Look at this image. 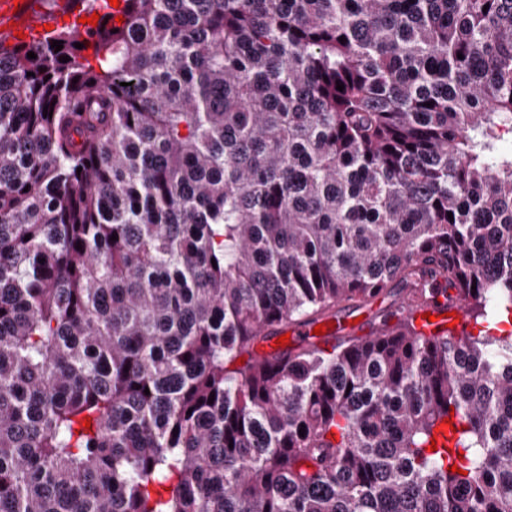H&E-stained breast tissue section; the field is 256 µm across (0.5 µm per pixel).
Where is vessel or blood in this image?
I'll return each instance as SVG.
<instances>
[{"mask_svg":"<svg viewBox=\"0 0 512 512\" xmlns=\"http://www.w3.org/2000/svg\"><path fill=\"white\" fill-rule=\"evenodd\" d=\"M43 0H0V41L5 45H17L19 40L33 42L48 37L50 31L64 27L73 28L76 35H85L88 26L81 23L78 10L73 9L70 0H56L53 12H46ZM446 306H430L414 299L406 300L402 308L404 319L412 321L416 329L428 335L452 332L460 336L467 332L470 322L463 306H456L455 322H448ZM295 336L314 341L318 346L328 348L337 344L342 336L341 327L327 330L326 334H314L313 324L297 323L293 326Z\"/></svg>","mask_w":512,"mask_h":512,"instance_id":"obj_1","label":"vessel or blood"}]
</instances>
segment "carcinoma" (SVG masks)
I'll use <instances>...</instances> for the list:
<instances>
[{
	"label": "carcinoma",
	"instance_id": "obj_1",
	"mask_svg": "<svg viewBox=\"0 0 512 512\" xmlns=\"http://www.w3.org/2000/svg\"><path fill=\"white\" fill-rule=\"evenodd\" d=\"M125 2L0 43V512H512L511 331L254 351L512 314V0ZM406 299V291L401 286H396L384 297L366 305L360 307L343 305L337 309L336 316L340 320L348 318L349 324H352V321L359 317L370 316L371 329H376L381 324L387 312L392 311L399 313L405 302L402 308V317L405 320L412 321L417 330H421L427 335H441L445 333L448 331V323L456 324L454 328L449 327L455 336H461L465 332H468L470 322L468 320V314L462 305L456 304L448 308L443 305H430L414 299ZM453 311H456V315H459V318L444 316L433 322H428L426 318H422V315L426 312H431V315L439 316ZM473 326L476 328H473ZM480 329H483L482 325H476L475 322L470 325V331L474 333V336L478 335ZM318 322L314 323H297L292 327L294 329V336H298L302 339V341H311L316 343L320 347L330 348L334 344H338L343 335L342 326L336 323L334 329H324L326 334L324 335H314L313 329Z\"/></svg>",
	"mask_w": 512,
	"mask_h": 512
}]
</instances>
